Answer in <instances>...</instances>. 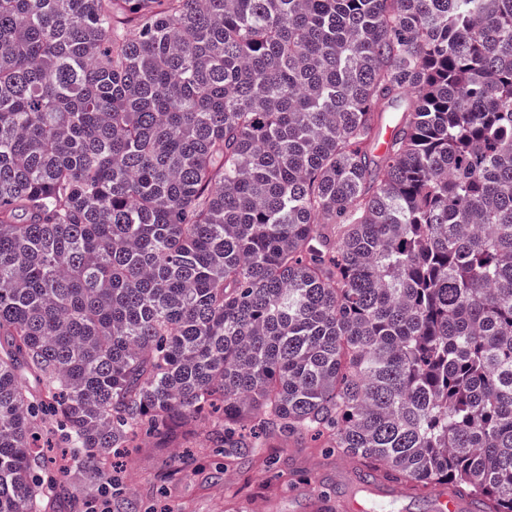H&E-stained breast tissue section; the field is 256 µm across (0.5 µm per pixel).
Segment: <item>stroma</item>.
<instances>
[{"instance_id": "1", "label": "stroma", "mask_w": 512, "mask_h": 512, "mask_svg": "<svg viewBox=\"0 0 512 512\" xmlns=\"http://www.w3.org/2000/svg\"><path fill=\"white\" fill-rule=\"evenodd\" d=\"M267 457L273 467H265ZM113 465L124 492L116 498L108 487L93 491L99 512H115L120 498L131 512H232L235 500L249 512H437L434 495L366 479L359 463L319 447L309 435L229 457L200 433L140 434Z\"/></svg>"}]
</instances>
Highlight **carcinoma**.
<instances>
[{"instance_id":"carcinoma-1","label":"carcinoma","mask_w":512,"mask_h":512,"mask_svg":"<svg viewBox=\"0 0 512 512\" xmlns=\"http://www.w3.org/2000/svg\"><path fill=\"white\" fill-rule=\"evenodd\" d=\"M217 396L512 512V0H0V512Z\"/></svg>"}]
</instances>
